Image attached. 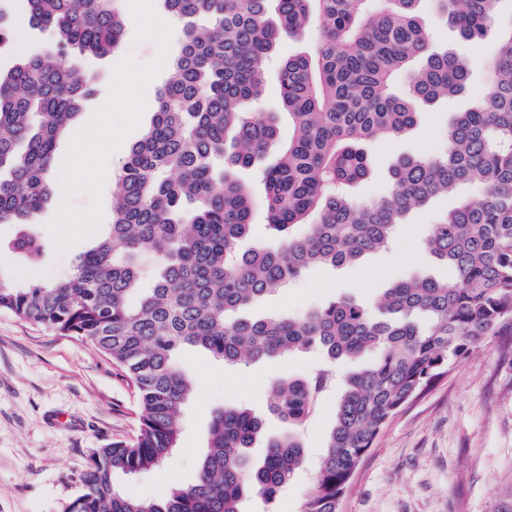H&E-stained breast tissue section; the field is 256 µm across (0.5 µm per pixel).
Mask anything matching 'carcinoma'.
<instances>
[{"mask_svg": "<svg viewBox=\"0 0 512 512\" xmlns=\"http://www.w3.org/2000/svg\"><path fill=\"white\" fill-rule=\"evenodd\" d=\"M184 22L154 116L116 176L112 221L76 258L67 280L26 285L0 269V310L91 343L134 385L139 432L97 448L68 512H242L249 497L271 504L306 459L293 433L249 448L263 420L227 406L214 412L195 482L147 500L120 493L117 474L160 466L177 447L190 380L176 359L200 347L230 364L316 350L307 377L277 381L270 410L301 427L336 377V364L366 350L375 363L345 378L325 451L302 512H340L364 456L421 390L490 336L512 329V19L488 64L489 93L455 113L448 144L391 170L389 196L357 203L348 188L369 173L364 145L415 128L420 104L466 91V60L431 48L421 0H159ZM28 23L54 45L19 58L0 76V224L34 262V227L50 195L56 143L92 92L91 79L61 63L105 56L126 18L114 0H26ZM459 39L478 46L512 15V0H437ZM316 24L313 55L281 58L280 111L263 119L248 105L266 83L265 61L284 38ZM405 74L408 89L395 91ZM288 120L293 134L279 140ZM466 197L430 227L423 248L449 271L444 280L395 282L377 312L335 297L299 317L243 312L317 266L340 267L389 244L408 213L463 187ZM261 204L275 246L240 248ZM306 225V234L291 230ZM156 275L139 289V261ZM140 292L136 303L130 297Z\"/></svg>", "mask_w": 512, "mask_h": 512, "instance_id": "1", "label": "carcinoma"}]
</instances>
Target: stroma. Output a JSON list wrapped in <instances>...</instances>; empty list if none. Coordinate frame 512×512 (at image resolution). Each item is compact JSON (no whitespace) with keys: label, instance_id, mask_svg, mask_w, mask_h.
<instances>
[{"label":"stroma","instance_id":"obj_1","mask_svg":"<svg viewBox=\"0 0 512 512\" xmlns=\"http://www.w3.org/2000/svg\"><path fill=\"white\" fill-rule=\"evenodd\" d=\"M0 9L21 26L17 43L0 50V72L5 73L21 55L49 47L52 38L50 31L23 24L24 0H0ZM420 15L435 36L434 48L466 56L473 79L464 95L422 106L419 123L410 132L368 145L371 172L354 190L362 202L390 193L389 171L401 156L441 152L454 113L483 100L489 91L486 64L498 30L489 31L481 51L473 54L441 20L435 0H422ZM134 38V26H127L112 53L79 60L80 71L94 79L97 89L80 120H87L106 100L112 68L120 59L130 53L142 63L155 58L152 43L138 44ZM457 202L454 196L440 197L413 211L397 226L392 248L374 252L355 266L311 269L264 299L260 312L297 315L339 295H380L413 274L446 276V268L429 259L420 241ZM12 235L11 225L0 224V267L14 270L29 284L65 281L76 257L90 246L82 241L60 257L48 248L38 263L24 264L7 247ZM508 343L512 335L480 343L391 419L355 473L341 512H501L512 503ZM177 362L196 385L182 410L179 445L161 467L117 478V487L127 495L157 499L173 482L192 483L206 451L211 417L224 407L252 410L263 419L265 436L283 433L285 424L268 410L271 386L283 377L311 373L320 359L313 353H294L227 364L188 349ZM335 407V396L326 397L305 425L307 461L288 487L270 505L258 498L247 500L244 512H301ZM138 428L136 392L111 359L75 337L0 310V512H66L81 491L80 477L94 449L132 440Z\"/></svg>","mask_w":512,"mask_h":512}]
</instances>
